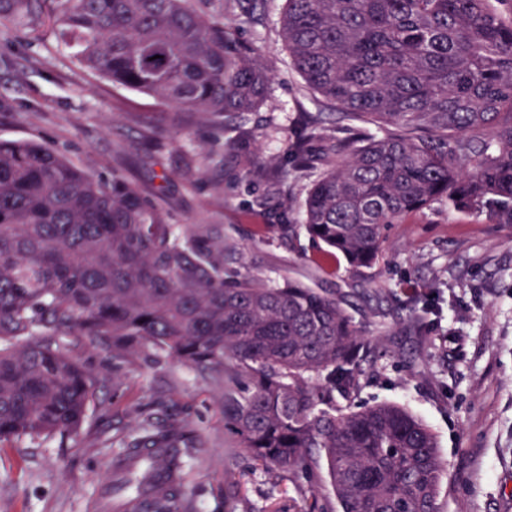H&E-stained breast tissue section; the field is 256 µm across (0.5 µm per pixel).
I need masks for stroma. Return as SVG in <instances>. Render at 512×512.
Instances as JSON below:
<instances>
[{
  "label": "stroma",
  "mask_w": 512,
  "mask_h": 512,
  "mask_svg": "<svg viewBox=\"0 0 512 512\" xmlns=\"http://www.w3.org/2000/svg\"><path fill=\"white\" fill-rule=\"evenodd\" d=\"M285 6H203L205 16L231 22L251 64L271 78L263 103L217 122L98 78L46 23L1 18L0 139L49 145L98 178L125 176L169 223L223 247L225 273L344 294L374 351L338 406L392 402L425 421L446 462L439 512H512V224L436 203L388 225L373 266H323L302 212L322 156L350 124L295 69L280 36ZM310 114L319 119V160L298 168L288 152ZM407 281L418 293L404 290ZM411 317L433 324L429 336L403 330ZM65 342L101 378L94 403L76 434L0 446V512H104L112 438L135 429L147 409L178 415L203 442L186 451L194 512H224L228 475L239 483L235 512H266L273 502L301 512L313 492L337 512L329 479L314 491L290 473L254 466L224 430L223 383L148 352L129 364L84 337Z\"/></svg>",
  "instance_id": "1"
}]
</instances>
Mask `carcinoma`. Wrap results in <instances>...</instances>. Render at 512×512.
Masks as SVG:
<instances>
[{"label":"carcinoma","mask_w":512,"mask_h":512,"mask_svg":"<svg viewBox=\"0 0 512 512\" xmlns=\"http://www.w3.org/2000/svg\"><path fill=\"white\" fill-rule=\"evenodd\" d=\"M9 2L37 17V0ZM286 2L282 39L307 84L349 118L412 132L336 140L304 208L322 262L372 266L387 225L438 201L512 224V0ZM50 16L81 67L181 112H250L267 95L231 26L190 0H52ZM291 155L312 163L311 139ZM69 335L224 381V430L240 448L312 489L324 455L341 512H437L445 465L432 431L393 404L336 408L373 351L340 294L226 277L216 242L169 223L124 176L1 139V446L84 424L98 377ZM112 446L124 512H187L180 449L202 443L179 421L144 411Z\"/></svg>","instance_id":"cac0c4a2"}]
</instances>
